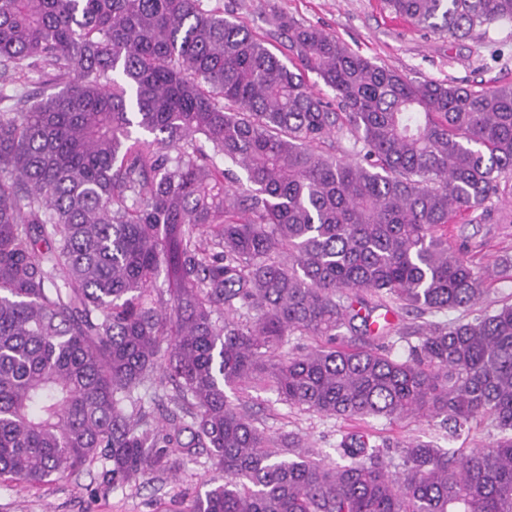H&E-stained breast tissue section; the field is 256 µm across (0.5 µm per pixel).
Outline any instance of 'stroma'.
Returning <instances> with one entry per match:
<instances>
[{
    "instance_id": "1",
    "label": "stroma",
    "mask_w": 512,
    "mask_h": 512,
    "mask_svg": "<svg viewBox=\"0 0 512 512\" xmlns=\"http://www.w3.org/2000/svg\"><path fill=\"white\" fill-rule=\"evenodd\" d=\"M212 7L233 11L252 33L262 36L271 14L284 13L307 26L326 29L353 51L378 65L412 79H434L464 86L512 85V23L476 29L452 38L448 34L410 25L391 14L383 0H211ZM512 187L496 199L490 218L481 224L455 219L448 226V243L466 246L467 258L486 269L479 308L512 301ZM240 399L261 427L271 433L297 434L317 458L336 463V444L347 421L305 413L278 402L266 389L256 388ZM360 427L386 438L393 464H401L403 445L432 440L443 448H482L496 435L482 418L450 437L440 420L409 418L390 422L367 418ZM207 451L185 458L176 471L150 472L112 489L102 484L97 472H83L49 485H19L0 479V512H164L172 500L191 501L216 476Z\"/></svg>"
}]
</instances>
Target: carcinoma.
I'll list each match as a JSON object with an SVG mask.
<instances>
[{
	"mask_svg": "<svg viewBox=\"0 0 512 512\" xmlns=\"http://www.w3.org/2000/svg\"><path fill=\"white\" fill-rule=\"evenodd\" d=\"M385 3L454 37L512 23V0ZM269 25L209 0H0V477L99 464L116 490L206 448L222 475L167 512H512V304L469 317L481 275L443 232L485 221L512 177V85L417 81ZM415 310L459 316L404 332V358L336 345ZM295 335L330 343L279 353ZM257 386L326 417L499 434L467 454L412 442L393 472L354 430L333 466L226 393Z\"/></svg>",
	"mask_w": 512,
	"mask_h": 512,
	"instance_id": "1",
	"label": "carcinoma"
}]
</instances>
